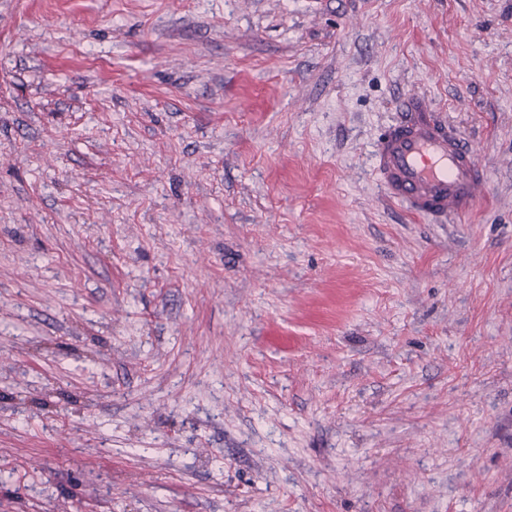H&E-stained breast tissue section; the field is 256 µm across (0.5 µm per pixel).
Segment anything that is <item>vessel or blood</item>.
Instances as JSON below:
<instances>
[{"label":"vessel or blood","instance_id":"vessel-or-blood-1","mask_svg":"<svg viewBox=\"0 0 512 512\" xmlns=\"http://www.w3.org/2000/svg\"><path fill=\"white\" fill-rule=\"evenodd\" d=\"M372 162L390 200L410 215L439 221L470 210L486 179L464 135L416 94L404 98L399 117L380 132Z\"/></svg>","mask_w":512,"mask_h":512}]
</instances>
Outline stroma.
Here are the masks:
<instances>
[{
  "mask_svg": "<svg viewBox=\"0 0 512 512\" xmlns=\"http://www.w3.org/2000/svg\"><path fill=\"white\" fill-rule=\"evenodd\" d=\"M0 512H512V0H0ZM400 112L373 150V169L387 197L410 215L439 221L470 210L486 172L468 140L418 94L407 95Z\"/></svg>",
  "mask_w": 512,
  "mask_h": 512,
  "instance_id": "obj_1",
  "label": "stroma"
}]
</instances>
